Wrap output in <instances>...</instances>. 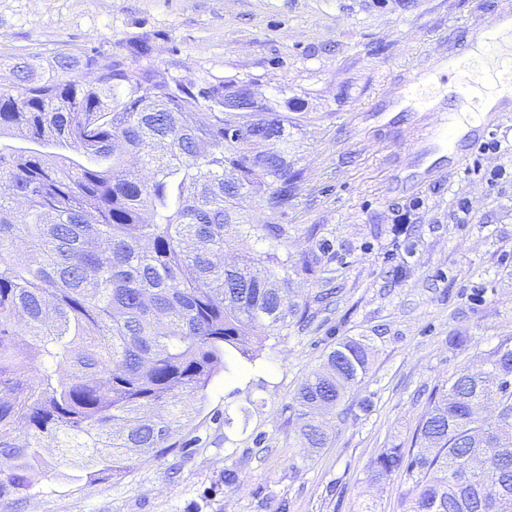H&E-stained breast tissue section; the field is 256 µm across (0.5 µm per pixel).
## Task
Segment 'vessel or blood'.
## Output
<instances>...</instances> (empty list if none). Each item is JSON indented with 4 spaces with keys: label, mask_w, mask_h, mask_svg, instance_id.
Returning a JSON list of instances; mask_svg holds the SVG:
<instances>
[{
    "label": "vessel or blood",
    "mask_w": 512,
    "mask_h": 512,
    "mask_svg": "<svg viewBox=\"0 0 512 512\" xmlns=\"http://www.w3.org/2000/svg\"><path fill=\"white\" fill-rule=\"evenodd\" d=\"M512 25V10L503 5H494L477 23L471 32V40L483 49L478 57L462 54L449 56L446 70L452 79L451 97L457 113L467 114L481 111L482 102L476 94L472 75L475 71H488L499 85L512 91V47L504 48L502 33ZM512 120V98L492 112L476 126L470 127L465 135H458L453 126L439 128L424 125L422 135L438 137L447 145L448 154L455 164H463L469 152L482 144L505 122Z\"/></svg>",
    "instance_id": "1"
}]
</instances>
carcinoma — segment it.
I'll list each match as a JSON object with an SVG mask.
<instances>
[{"label": "carcinoma", "instance_id": "cac0c4a2", "mask_svg": "<svg viewBox=\"0 0 512 512\" xmlns=\"http://www.w3.org/2000/svg\"><path fill=\"white\" fill-rule=\"evenodd\" d=\"M150 51L137 36L0 68V475L16 488L51 443L92 480L184 448L217 375L315 318L290 291L333 250L321 225L296 257L288 225L245 220L256 199L282 214L296 196V122L268 99L226 111L249 85L176 79L140 64ZM369 351L344 338L301 381L302 447H326L323 418ZM393 473L402 512H512V343L432 393L413 447L370 463L373 480Z\"/></svg>", "mask_w": 512, "mask_h": 512}]
</instances>
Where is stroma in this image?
Instances as JSON below:
<instances>
[{
  "label": "stroma",
  "instance_id": "stroma-1",
  "mask_svg": "<svg viewBox=\"0 0 512 512\" xmlns=\"http://www.w3.org/2000/svg\"><path fill=\"white\" fill-rule=\"evenodd\" d=\"M489 2L0 0V65L45 62L64 44L108 53L146 34L148 64L171 76L302 103L288 139L299 191L282 214L253 203L250 220L288 225L296 255L307 225H321L334 251L294 286L307 301L336 291L321 328L290 327L255 367L214 379L189 448L92 484L72 465L6 486L0 512H401L404 476L371 482V460L410 447L435 388L512 340V154L449 168L435 141L408 145L431 117L395 111L389 91L406 70L469 49ZM348 336L370 338L369 370L327 447L302 448L288 405ZM231 465L241 481L230 489Z\"/></svg>",
  "mask_w": 512,
  "mask_h": 512
}]
</instances>
